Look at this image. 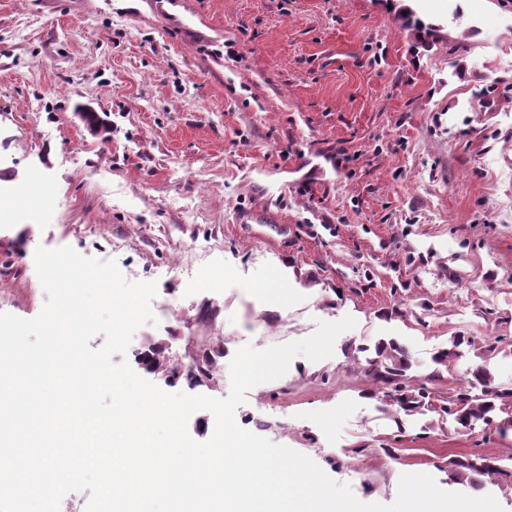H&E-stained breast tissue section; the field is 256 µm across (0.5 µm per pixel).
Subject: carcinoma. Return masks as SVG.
I'll return each instance as SVG.
<instances>
[{
    "mask_svg": "<svg viewBox=\"0 0 512 512\" xmlns=\"http://www.w3.org/2000/svg\"><path fill=\"white\" fill-rule=\"evenodd\" d=\"M468 345L476 351V357L484 360L482 364L472 365L464 373V382L448 397V404L440 407V411L454 418L463 429L477 425H496L501 436H506L512 430V417L496 420L497 413L505 412L512 407V388H502L496 385L486 360L499 354L512 357V348L503 346V339L498 336H487L481 344L466 336H453L448 348L434 356V362L451 366V363L461 357L459 348ZM140 360L152 372L177 370L169 369L168 358L164 349L158 344L148 346L141 353ZM365 373L383 390L386 402L395 408L396 413L407 416L433 409L432 391L426 383L417 386L411 384L407 376L410 367L408 353L397 343H380L375 346V356L365 359ZM512 469V455L508 457V465L501 464V459L482 454L456 455L453 465L448 469V476L458 482L468 480L472 483L478 478L502 474L505 468Z\"/></svg>",
    "mask_w": 512,
    "mask_h": 512,
    "instance_id": "1",
    "label": "carcinoma"
}]
</instances>
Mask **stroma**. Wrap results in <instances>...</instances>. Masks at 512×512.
<instances>
[{"instance_id":"35a3bbf8","label":"stroma","mask_w":512,"mask_h":512,"mask_svg":"<svg viewBox=\"0 0 512 512\" xmlns=\"http://www.w3.org/2000/svg\"><path fill=\"white\" fill-rule=\"evenodd\" d=\"M150 2L0 0V312L40 313L37 247L115 260L171 311L114 362L193 353L211 379H147L214 398L241 346L352 317L331 357L252 388L237 424L367 503L417 468L512 512V475L472 487L445 470L511 453L512 434L435 412L397 428L362 371L364 348L398 342L440 405L473 361L434 363L450 336L512 341V0H410L431 35L400 0H189L199 44ZM27 182L47 204L31 221L13 207Z\"/></svg>"}]
</instances>
